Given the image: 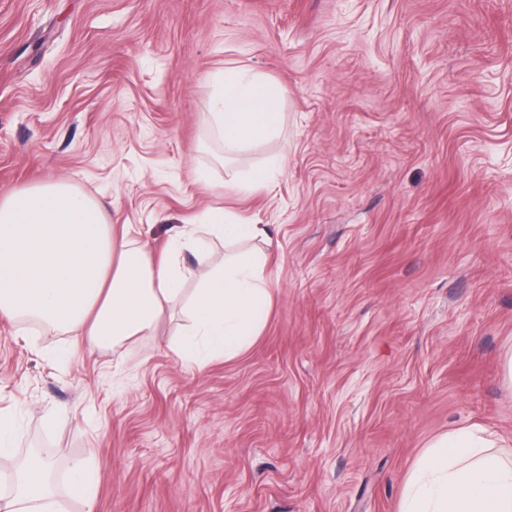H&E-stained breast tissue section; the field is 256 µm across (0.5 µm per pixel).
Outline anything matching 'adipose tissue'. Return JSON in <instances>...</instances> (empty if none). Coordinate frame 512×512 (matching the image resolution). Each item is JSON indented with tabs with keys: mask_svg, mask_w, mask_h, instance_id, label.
I'll use <instances>...</instances> for the list:
<instances>
[{
	"mask_svg": "<svg viewBox=\"0 0 512 512\" xmlns=\"http://www.w3.org/2000/svg\"><path fill=\"white\" fill-rule=\"evenodd\" d=\"M225 160L280 136L282 88L228 69L209 115ZM268 225L231 223L214 211L208 223L186 224L167 252L152 253L130 228L111 222L107 206L65 179L36 183L0 196V316L38 320L45 334L79 331L97 344L152 336L192 271L191 253L207 269L188 299L192 325L175 346L185 360L233 358L253 343L272 304L258 252L211 259L209 241H263ZM49 463L30 455L16 491L0 512H65L48 480ZM400 512H512V446L468 427L433 440L409 480Z\"/></svg>",
	"mask_w": 512,
	"mask_h": 512,
	"instance_id": "obj_1",
	"label": "adipose tissue"
}]
</instances>
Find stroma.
I'll use <instances>...</instances> for the list:
<instances>
[{
	"instance_id": "35a3bbf8",
	"label": "stroma",
	"mask_w": 512,
	"mask_h": 512,
	"mask_svg": "<svg viewBox=\"0 0 512 512\" xmlns=\"http://www.w3.org/2000/svg\"><path fill=\"white\" fill-rule=\"evenodd\" d=\"M285 92L219 160V74ZM277 160L273 189L226 190ZM68 178L161 254L211 209L271 227L237 357L81 346L0 318L15 458L99 473L94 512H399L427 444L512 440V0H0V194Z\"/></svg>"
}]
</instances>
